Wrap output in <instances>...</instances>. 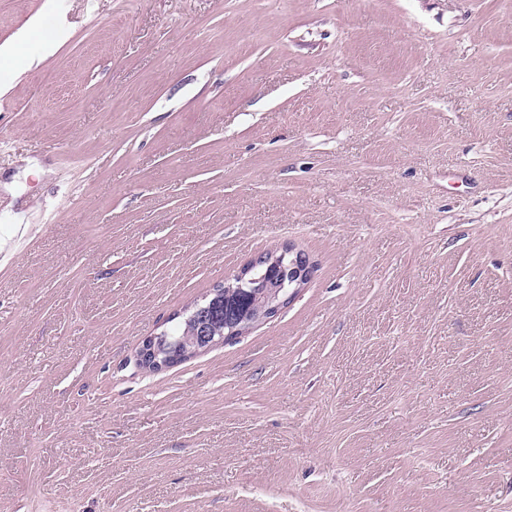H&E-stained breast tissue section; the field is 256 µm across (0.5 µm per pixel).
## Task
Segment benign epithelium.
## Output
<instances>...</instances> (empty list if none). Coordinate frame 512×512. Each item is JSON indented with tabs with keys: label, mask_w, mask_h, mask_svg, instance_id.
I'll return each mask as SVG.
<instances>
[{
	"label": "benign epithelium",
	"mask_w": 512,
	"mask_h": 512,
	"mask_svg": "<svg viewBox=\"0 0 512 512\" xmlns=\"http://www.w3.org/2000/svg\"><path fill=\"white\" fill-rule=\"evenodd\" d=\"M275 268L284 271L285 275L277 281L267 297V306L261 316V321L264 322L284 308L309 281L312 274L309 258L291 248L275 252L263 264L253 261L244 266L232 278L224 281L222 288L228 293L240 290L265 280L270 270ZM183 355L184 351L167 346V337L161 332L145 339L140 349V363L143 367L156 371L170 366Z\"/></svg>",
	"instance_id": "7a95c632"
}]
</instances>
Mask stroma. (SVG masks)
I'll return each instance as SVG.
<instances>
[{"label":"stroma","instance_id":"1","mask_svg":"<svg viewBox=\"0 0 512 512\" xmlns=\"http://www.w3.org/2000/svg\"><path fill=\"white\" fill-rule=\"evenodd\" d=\"M17 42L0 512H512V0H0ZM286 246L275 317L139 365ZM168 339L180 347L189 349L193 345L190 342L194 339V327L186 321V316L167 334ZM167 337L165 332L155 334L145 339L140 349V363L149 370H160L169 367L171 363L182 357L186 350H178L173 347H166Z\"/></svg>","mask_w":512,"mask_h":512}]
</instances>
